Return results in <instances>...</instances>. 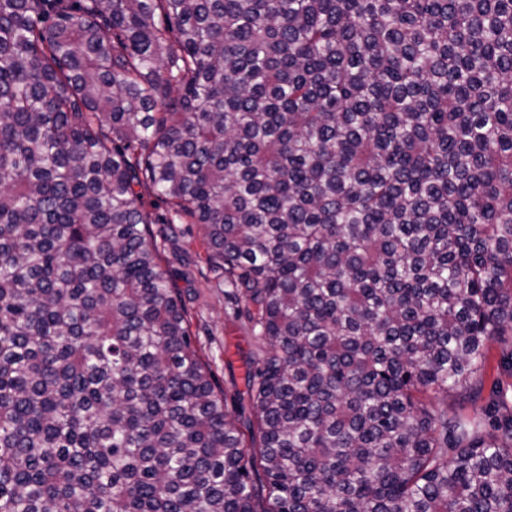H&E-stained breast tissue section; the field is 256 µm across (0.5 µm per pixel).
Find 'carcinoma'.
Listing matches in <instances>:
<instances>
[{"label":"carcinoma","instance_id":"cac0c4a2","mask_svg":"<svg viewBox=\"0 0 512 512\" xmlns=\"http://www.w3.org/2000/svg\"><path fill=\"white\" fill-rule=\"evenodd\" d=\"M493 342L512 0H0V512H512ZM191 288L196 292L194 307L197 314L193 320L192 329L196 333L197 345L202 355L210 363L218 383L224 388V383L229 378V369L226 364L228 356L224 354V336H226V341L230 344L233 370L240 382L243 373L240 357L249 352L251 348L249 339L231 324L230 309L224 303L222 288H209L204 277L198 274ZM237 344L242 355L235 354ZM500 359V350L492 345L490 350V363H491V371H489L488 377L486 379L484 392L482 395V400H480L475 405H467L465 407V412L470 413L474 409L478 411L484 409L488 404V401L491 399V388L492 383L496 378H499L503 382V390L507 391V396L509 400H512V370L507 368L506 370H502L501 368L498 370V363Z\"/></svg>","mask_w":512,"mask_h":512}]
</instances>
